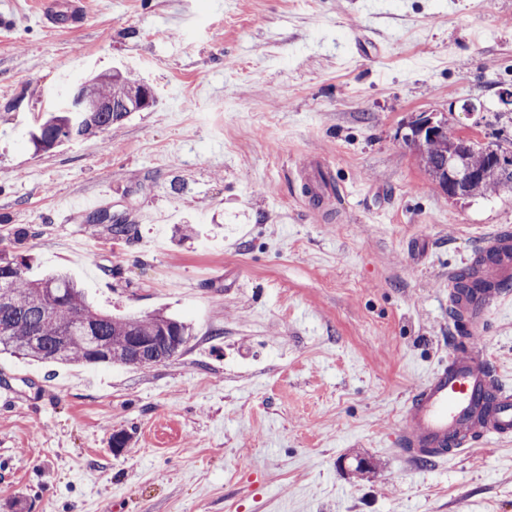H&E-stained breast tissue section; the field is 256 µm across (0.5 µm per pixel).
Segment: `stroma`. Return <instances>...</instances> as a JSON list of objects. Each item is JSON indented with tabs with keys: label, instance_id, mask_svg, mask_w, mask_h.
<instances>
[{
	"label": "stroma",
	"instance_id": "35a3bbf8",
	"mask_svg": "<svg viewBox=\"0 0 512 512\" xmlns=\"http://www.w3.org/2000/svg\"><path fill=\"white\" fill-rule=\"evenodd\" d=\"M38 1L0 0V244L193 336L142 368L1 353L0 512H512V438L387 441L448 356L449 272L512 228V190L448 199L404 136L512 141V0H43L57 26ZM118 66L153 106L35 152ZM472 342L512 384V299Z\"/></svg>",
	"mask_w": 512,
	"mask_h": 512
}]
</instances>
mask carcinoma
Masks as SVG:
<instances>
[{"instance_id":"carcinoma-1","label":"carcinoma","mask_w":512,"mask_h":512,"mask_svg":"<svg viewBox=\"0 0 512 512\" xmlns=\"http://www.w3.org/2000/svg\"><path fill=\"white\" fill-rule=\"evenodd\" d=\"M141 84L116 69L82 81L86 98L93 99L108 91L112 112H75L71 94H66L32 134L38 150H50L65 141L88 138L112 131L131 115L127 106L131 88ZM406 143L420 153L424 168L433 180H442L440 170L447 160L473 169L485 167L489 147L468 140L450 154L445 137L417 136L415 129L405 137ZM500 189H512V156L481 181L468 183L462 197L474 198ZM85 324L87 335L98 336L106 343L102 359L92 358L87 343L79 338L67 345L57 343L73 320ZM180 337L179 345H159L137 357L129 350L132 336ZM193 336L192 327L163 313L112 316L97 309L74 280L64 272L35 277L28 258L0 250V351L31 360L56 364L133 365L148 367L181 353Z\"/></svg>"}]
</instances>
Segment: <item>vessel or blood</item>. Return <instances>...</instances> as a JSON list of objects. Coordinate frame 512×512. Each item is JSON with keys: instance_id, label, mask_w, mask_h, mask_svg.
<instances>
[{"instance_id": "obj_1", "label": "vessel or blood", "mask_w": 512, "mask_h": 512, "mask_svg": "<svg viewBox=\"0 0 512 512\" xmlns=\"http://www.w3.org/2000/svg\"><path fill=\"white\" fill-rule=\"evenodd\" d=\"M478 252L492 253L482 276L487 287L450 289V305L471 334L487 333L491 310L503 301L499 284L512 280V233L500 231L482 240ZM512 437V387L494 372L488 352L478 346L450 344L448 359L432 369L403 407V422L390 443L416 464L444 463L478 441Z\"/></svg>"}]
</instances>
